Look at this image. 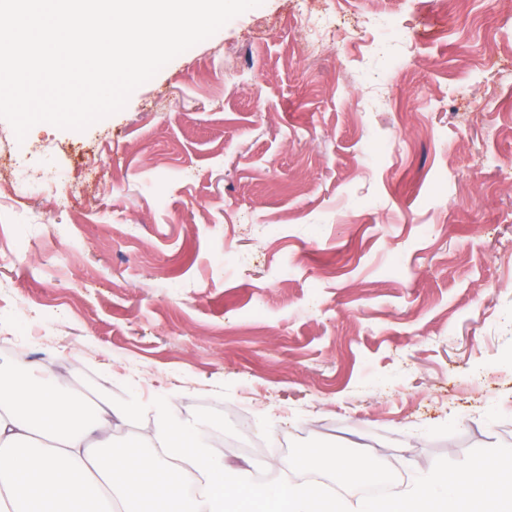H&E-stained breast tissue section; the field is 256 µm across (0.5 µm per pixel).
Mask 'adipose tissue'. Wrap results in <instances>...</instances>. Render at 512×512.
<instances>
[{"label": "adipose tissue", "mask_w": 512, "mask_h": 512, "mask_svg": "<svg viewBox=\"0 0 512 512\" xmlns=\"http://www.w3.org/2000/svg\"><path fill=\"white\" fill-rule=\"evenodd\" d=\"M154 437L112 441V406H90L51 372L0 365V512H318L309 485L246 486L205 448L195 421L151 403ZM192 452L206 487L186 500L176 461Z\"/></svg>", "instance_id": "adipose-tissue-1"}]
</instances>
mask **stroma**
Returning a JSON list of instances; mask_svg holds the SVG:
<instances>
[{"label":"stroma","instance_id":"stroma-1","mask_svg":"<svg viewBox=\"0 0 512 512\" xmlns=\"http://www.w3.org/2000/svg\"><path fill=\"white\" fill-rule=\"evenodd\" d=\"M8 157L0 360L166 393L261 486L313 438L397 493L512 446V0H263L86 130L0 119Z\"/></svg>","mask_w":512,"mask_h":512}]
</instances>
